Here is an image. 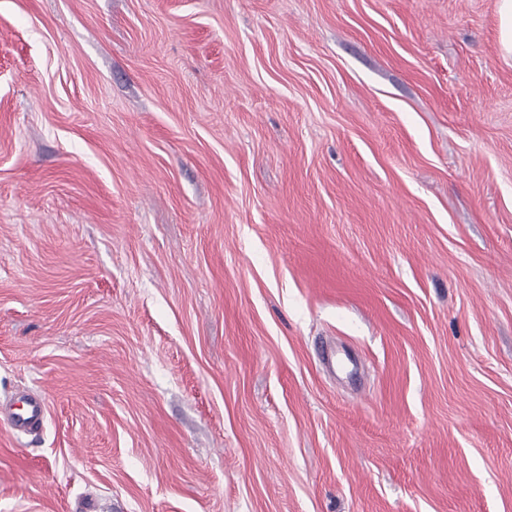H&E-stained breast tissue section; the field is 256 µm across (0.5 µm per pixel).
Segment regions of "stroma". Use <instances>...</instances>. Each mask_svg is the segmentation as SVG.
<instances>
[{
  "label": "stroma",
  "mask_w": 512,
  "mask_h": 512,
  "mask_svg": "<svg viewBox=\"0 0 512 512\" xmlns=\"http://www.w3.org/2000/svg\"><path fill=\"white\" fill-rule=\"evenodd\" d=\"M0 512H512L498 0H0ZM44 403L39 397L22 393L15 396L4 409L12 430L19 433L38 431L44 418Z\"/></svg>",
  "instance_id": "stroma-1"
}]
</instances>
